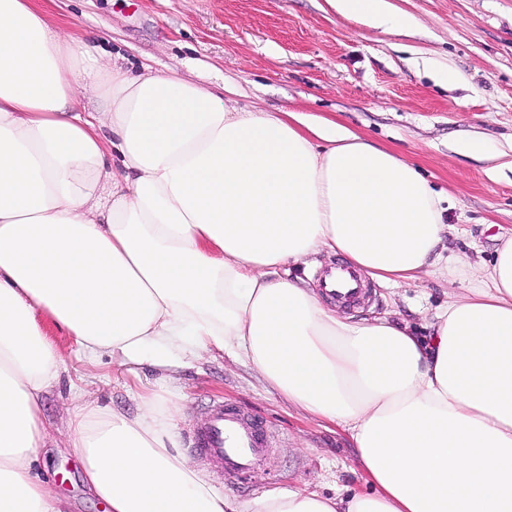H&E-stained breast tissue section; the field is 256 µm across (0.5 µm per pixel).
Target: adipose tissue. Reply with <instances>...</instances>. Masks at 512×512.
<instances>
[{
	"mask_svg": "<svg viewBox=\"0 0 512 512\" xmlns=\"http://www.w3.org/2000/svg\"><path fill=\"white\" fill-rule=\"evenodd\" d=\"M399 28L390 0H328ZM103 102L79 108L82 87ZM421 172L328 119L232 112L150 67L62 34L34 0H0V512H64L32 472L61 356L168 366L219 350L348 432L364 490L240 504L180 451L174 400L139 415L85 403L67 427L106 512H512V233L466 298L418 335L352 320L291 267L339 254L382 285L456 259Z\"/></svg>",
	"mask_w": 512,
	"mask_h": 512,
	"instance_id": "obj_1",
	"label": "adipose tissue"
}]
</instances>
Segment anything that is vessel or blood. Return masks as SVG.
Segmentation results:
<instances>
[{
    "label": "vessel or blood",
    "mask_w": 512,
    "mask_h": 512,
    "mask_svg": "<svg viewBox=\"0 0 512 512\" xmlns=\"http://www.w3.org/2000/svg\"><path fill=\"white\" fill-rule=\"evenodd\" d=\"M320 288H342V297L358 304L368 296L367 284L348 268L324 270L318 276ZM193 450L213 469L224 475L241 474L261 461L267 448L261 421L241 410L214 404L206 422L191 436Z\"/></svg>",
    "instance_id": "1"
}]
</instances>
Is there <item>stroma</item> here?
<instances>
[{"mask_svg":"<svg viewBox=\"0 0 512 512\" xmlns=\"http://www.w3.org/2000/svg\"><path fill=\"white\" fill-rule=\"evenodd\" d=\"M411 22L371 28L345 19L327 0H49L55 21L122 64L151 65L157 74L223 93L229 108L297 109L338 122L419 167L447 196L450 229L440 248L478 268L498 234L512 230V0H391ZM453 71L445 86L438 75ZM484 155L458 152L466 140ZM464 284L441 272L390 288L369 283L355 318L391 314L420 327L447 291ZM47 331L62 358L43 400L57 426L39 449L34 471L66 499L71 512H105L80 480L77 452L64 425L82 403L134 415L144 393L175 391L181 451L216 402L263 420L268 448L259 469L228 478L200 458L193 464L230 498L309 489L360 487L357 453L348 433L268 393L257 371L215 351L172 369L89 362L66 331Z\"/></svg>","mask_w":512,"mask_h":512,"instance_id":"obj_1","label":"stroma"}]
</instances>
